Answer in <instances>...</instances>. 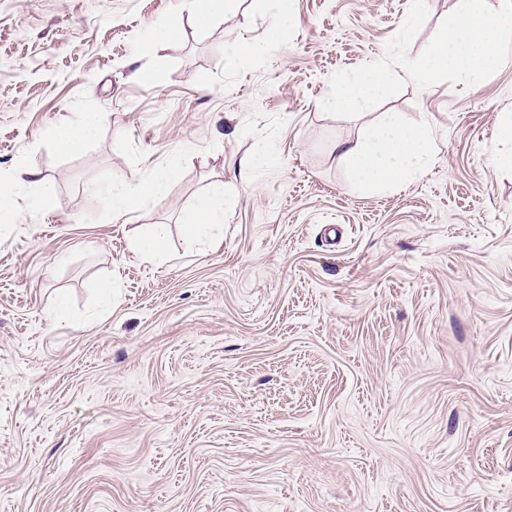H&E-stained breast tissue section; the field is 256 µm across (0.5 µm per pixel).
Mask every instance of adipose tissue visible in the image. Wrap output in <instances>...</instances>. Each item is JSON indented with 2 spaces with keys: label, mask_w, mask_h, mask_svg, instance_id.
<instances>
[{
  "label": "adipose tissue",
  "mask_w": 512,
  "mask_h": 512,
  "mask_svg": "<svg viewBox=\"0 0 512 512\" xmlns=\"http://www.w3.org/2000/svg\"><path fill=\"white\" fill-rule=\"evenodd\" d=\"M105 115L101 112L79 113L75 122L55 128L51 137L66 152L79 150L92 138ZM433 153V137L424 124L407 126L390 115L371 126L358 144L342 148L340 157L346 161L360 187L377 190L401 183L424 171ZM163 189L162 174L135 176L120 184H91L94 193H105L113 200L114 217H121L129 203L150 202ZM190 233L197 238L211 237L224 231V197L209 192L192 210L182 215Z\"/></svg>",
  "instance_id": "adipose-tissue-1"
}]
</instances>
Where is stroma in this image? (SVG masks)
<instances>
[{
	"instance_id": "obj_1",
	"label": "stroma",
	"mask_w": 512,
	"mask_h": 512,
	"mask_svg": "<svg viewBox=\"0 0 512 512\" xmlns=\"http://www.w3.org/2000/svg\"><path fill=\"white\" fill-rule=\"evenodd\" d=\"M409 2L292 0L254 57L275 0L206 29L180 0H0V169L50 192L0 223V512H512V59L383 104L434 138L394 189L336 152L368 117L321 108ZM86 110L107 119L61 151L48 131ZM152 171L165 192L117 220L89 191ZM217 182L201 244L181 214ZM277 4H278V10H277L278 21L271 28H269L265 37L261 41L247 45L244 48L245 53L253 54V55L260 54L276 43L277 37L280 32V26H281V24H285L288 22V19H289L288 17L290 15V11H291L290 1L278 0ZM167 238V226L165 224H154L151 230L139 236L135 240L136 251L145 257H156L165 249Z\"/></svg>"
}]
</instances>
